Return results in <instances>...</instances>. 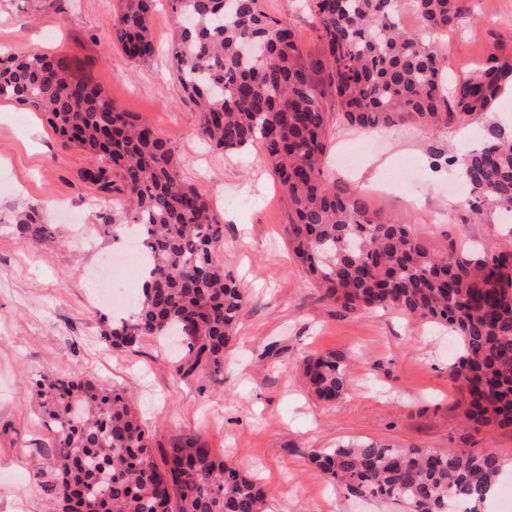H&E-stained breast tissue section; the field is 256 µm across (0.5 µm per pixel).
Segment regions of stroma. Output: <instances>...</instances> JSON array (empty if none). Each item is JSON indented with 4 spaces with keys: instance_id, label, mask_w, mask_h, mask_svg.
<instances>
[{
    "instance_id": "1",
    "label": "stroma",
    "mask_w": 512,
    "mask_h": 512,
    "mask_svg": "<svg viewBox=\"0 0 512 512\" xmlns=\"http://www.w3.org/2000/svg\"><path fill=\"white\" fill-rule=\"evenodd\" d=\"M469 2V14L438 37L450 78L478 65L493 43L512 48V0ZM262 6L295 29L306 62L322 58L304 0ZM119 7V0H55L50 7L0 0V53L67 55L122 110L169 140L182 179L208 194L224 221L217 255L248 304L225 351L220 390L196 375L176 376L172 353L154 337L111 348L102 319L121 298L97 292L94 282L108 277L131 297L140 293L135 270L101 266L103 256L120 257L126 246L104 234L102 220L124 223L126 206L81 180L91 160L64 146L40 112L0 100V512H45L47 493L34 475L53 462L29 392L40 376L74 371L128 387L161 443L189 432L207 439L228 463L269 486L273 512H408L402 501L351 496L316 474L311 450L351 440L400 450L492 449L502 458V479L512 481V429L463 424L448 378L457 337L396 310L346 312L328 300L288 252L286 203L261 146L242 156L201 137L197 107L173 76L177 25L167 0H158L152 19L158 53L143 62L123 57L107 35ZM491 122H512V93L468 121L463 141L452 128L407 121L373 135L335 127L327 171L364 196L376 218L411 225L433 247L500 243L506 227L499 211L489 205L473 219L458 165ZM353 147L362 151L360 164L338 165V155ZM28 208L56 227V240L16 237L13 215ZM82 225L91 227L92 245L81 243ZM330 351L349 363L347 389L333 403L308 390L300 369L303 356Z\"/></svg>"
}]
</instances>
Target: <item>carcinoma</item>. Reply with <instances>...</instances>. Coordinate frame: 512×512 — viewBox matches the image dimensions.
<instances>
[{
  "label": "carcinoma",
  "instance_id": "carcinoma-1",
  "mask_svg": "<svg viewBox=\"0 0 512 512\" xmlns=\"http://www.w3.org/2000/svg\"><path fill=\"white\" fill-rule=\"evenodd\" d=\"M423 30L396 18L401 0H311L324 58L304 62L294 29L269 16L262 0H169L183 22L175 74L200 112L204 139L227 152L259 142L288 202V245L306 274L345 311L379 308L430 318L459 337L448 378L463 397L465 425L512 428V246L438 250L404 224L375 219L365 201L324 170L331 123L371 132L396 121L448 126L494 109L512 91V53L496 45L484 63L445 91L436 37L469 12L467 0H411ZM153 0H120L110 33L122 53H155ZM256 42L261 55L245 53ZM336 97L325 110L321 84ZM42 112L48 126L93 166L82 178L127 203L149 266L136 313L104 320L103 337L130 348L144 336L186 337L175 367L224 386V349L247 305L245 291L217 259L224 224L212 200L180 177L169 141L125 112L64 54L0 53V100ZM462 178L470 210L484 203L512 213V129L490 123L467 153ZM17 238L53 239L33 210L13 217ZM306 384L324 402L339 398L347 360L336 352L302 358ZM33 391L55 468L44 482L48 512H264L267 485L229 466L209 442L185 434L155 461L154 435L140 424L125 388L80 373L43 375ZM318 474L352 496L401 499L411 512H481L502 469L499 455L457 448L398 450L352 441L310 454Z\"/></svg>",
  "mask_w": 512,
  "mask_h": 512
}]
</instances>
